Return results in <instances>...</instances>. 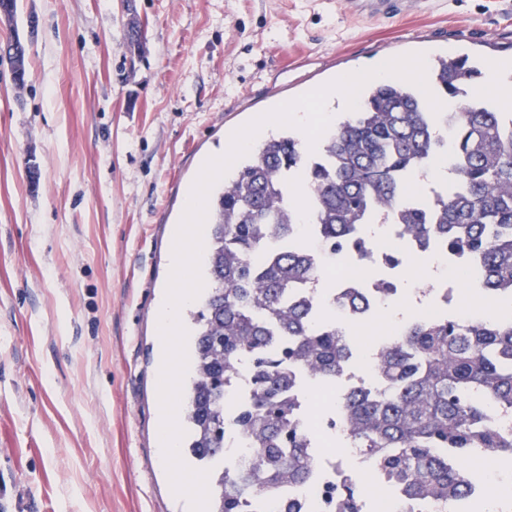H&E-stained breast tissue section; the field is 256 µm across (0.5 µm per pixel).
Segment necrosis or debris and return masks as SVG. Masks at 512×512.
<instances>
[{
    "instance_id": "4bbe7bcc",
    "label": "necrosis or debris",
    "mask_w": 512,
    "mask_h": 512,
    "mask_svg": "<svg viewBox=\"0 0 512 512\" xmlns=\"http://www.w3.org/2000/svg\"><path fill=\"white\" fill-rule=\"evenodd\" d=\"M379 229L376 235L364 233L367 248L360 255L343 247L333 253L319 245L311 249L319 268L317 293L337 325L372 327L381 308L401 300L419 304L418 314L423 318L466 322L475 317V309L462 298L475 268L472 259L449 253L442 242H423L405 235L390 214L382 215ZM393 250L401 253L400 263L387 262V254ZM420 258L440 265L442 274L431 281L412 277L411 264ZM385 282L392 286L391 294H381ZM401 333L398 326L382 327L380 335L366 339L356 359L344 364L335 384H318L313 393L304 386L295 390L302 406L301 423L315 455L314 474L308 481L288 486L285 495L262 496L259 512H285L289 503L295 504L298 512H336L335 492L348 484L360 489L364 512H439L438 502L415 500L401 490L383 492L385 478L351 438L340 400L343 393L379 387L381 379L374 371L378 346L382 337ZM320 393L327 396L322 406L316 400ZM497 465L494 457L480 452L465 461L464 471L471 480L467 499L481 503L484 512H512V485L495 479Z\"/></svg>"
}]
</instances>
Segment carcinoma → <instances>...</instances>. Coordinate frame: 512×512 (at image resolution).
I'll return each mask as SVG.
<instances>
[{
	"label": "carcinoma",
	"instance_id": "cac0c4a2",
	"mask_svg": "<svg viewBox=\"0 0 512 512\" xmlns=\"http://www.w3.org/2000/svg\"><path fill=\"white\" fill-rule=\"evenodd\" d=\"M479 74L467 56L433 58L430 89L458 104L437 115L418 87L370 81L357 109L337 115L315 151L284 128L210 190L207 288L192 313L182 414L183 454L209 471L208 512H253L258 497L312 476L290 368L310 381H334L351 354L345 331L319 315L309 295L318 277L309 249L288 246L302 214L327 246L362 252L359 225L398 211L406 234L440 238L449 252L476 257L485 293L512 303V108L471 91ZM445 125L456 144L450 156L439 139ZM436 163L448 167V193L432 209L402 207L412 176ZM243 361L250 404L230 422L225 394ZM377 371L384 390H354L343 400L351 437L386 489L455 504L468 492L458 464L473 450L512 458V434L487 417L489 404L512 408V316L465 324L416 318L386 340ZM231 423L254 449L250 470L224 456ZM339 512H362L357 487L340 491Z\"/></svg>",
	"mask_w": 512,
	"mask_h": 512
}]
</instances>
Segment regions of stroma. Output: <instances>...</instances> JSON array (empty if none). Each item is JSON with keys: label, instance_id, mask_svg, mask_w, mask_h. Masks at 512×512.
Here are the masks:
<instances>
[{"label": "stroma", "instance_id": "stroma-1", "mask_svg": "<svg viewBox=\"0 0 512 512\" xmlns=\"http://www.w3.org/2000/svg\"><path fill=\"white\" fill-rule=\"evenodd\" d=\"M17 0L0 63V512H183L158 458L155 315L204 163L383 58L512 59V0ZM36 31H29V18Z\"/></svg>", "mask_w": 512, "mask_h": 512}]
</instances>
